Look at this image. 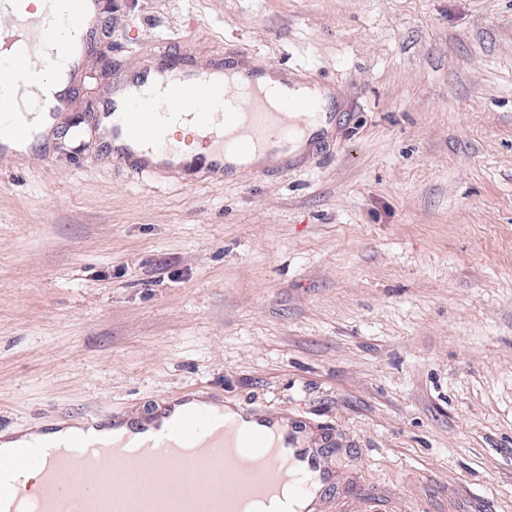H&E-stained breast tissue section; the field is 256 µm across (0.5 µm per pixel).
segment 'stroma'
Returning <instances> with one entry per match:
<instances>
[{
	"instance_id": "stroma-1",
	"label": "stroma",
	"mask_w": 512,
	"mask_h": 512,
	"mask_svg": "<svg viewBox=\"0 0 512 512\" xmlns=\"http://www.w3.org/2000/svg\"><path fill=\"white\" fill-rule=\"evenodd\" d=\"M333 93L288 168L113 165L114 79L222 56ZM287 414L320 512H512V0H113L0 158V433L187 394Z\"/></svg>"
}]
</instances>
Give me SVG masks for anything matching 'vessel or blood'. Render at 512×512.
<instances>
[{"mask_svg": "<svg viewBox=\"0 0 512 512\" xmlns=\"http://www.w3.org/2000/svg\"><path fill=\"white\" fill-rule=\"evenodd\" d=\"M54 21L40 37L17 36L0 51V140L24 143L34 133L28 110L51 114L66 94L24 105V93L47 79L71 83L89 49L87 35L99 0H43ZM224 63L172 74L160 64L114 85L112 161L135 177L175 171L195 180L221 181L233 159L256 151L279 160L280 149L304 134L319 116L316 97L293 98L263 88L262 70L244 68L224 80ZM188 120L197 132L195 152L181 151L168 130ZM103 423L92 414L61 444L31 442L0 459V512H249L258 503L282 502L285 487L307 494L300 481L299 449L273 446L251 452L249 439L228 434L223 416L197 408L156 429L145 441L104 442ZM19 466L40 472L37 490L9 487Z\"/></svg>", "mask_w": 512, "mask_h": 512, "instance_id": "b4317fda", "label": "vessel or blood"}]
</instances>
